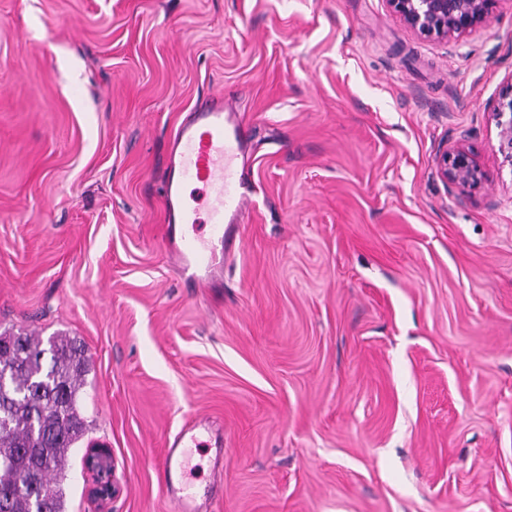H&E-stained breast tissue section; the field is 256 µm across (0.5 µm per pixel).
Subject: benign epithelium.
Instances as JSON below:
<instances>
[{
    "label": "benign epithelium",
    "mask_w": 512,
    "mask_h": 512,
    "mask_svg": "<svg viewBox=\"0 0 512 512\" xmlns=\"http://www.w3.org/2000/svg\"><path fill=\"white\" fill-rule=\"evenodd\" d=\"M407 29L416 36L445 43L458 41L486 22L497 0H386ZM497 130V149L503 162L512 166V77L501 86L489 112ZM437 174L447 184L466 195L484 180L477 161L458 143L439 151ZM86 469L93 475L92 495L112 499V451L105 446L90 448Z\"/></svg>",
    "instance_id": "1"
}]
</instances>
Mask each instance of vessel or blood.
<instances>
[{"mask_svg":"<svg viewBox=\"0 0 512 512\" xmlns=\"http://www.w3.org/2000/svg\"><path fill=\"white\" fill-rule=\"evenodd\" d=\"M245 134L235 113L225 111L216 100L177 129L170 155L172 175L165 189V219L168 224H194L198 217L186 203L189 186L199 185L210 195L209 222L211 236L203 240L183 233L182 245L173 256L178 265L194 268L195 280L206 283L215 269L217 254L231 255L241 237L238 217L245 202L240 190L236 160L244 147ZM209 420L200 419L183 428L172 447L167 448L160 468V485L167 499L177 503L179 512H195L192 496L173 481L176 454L181 448H196L201 444V432L210 430Z\"/></svg>","mask_w":512,"mask_h":512,"instance_id":"obj_1","label":"vessel or blood"}]
</instances>
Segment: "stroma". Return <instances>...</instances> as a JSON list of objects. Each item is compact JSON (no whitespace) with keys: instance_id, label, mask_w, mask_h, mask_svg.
Here are the masks:
<instances>
[{"instance_id":"1","label":"stroma","mask_w":512,"mask_h":512,"mask_svg":"<svg viewBox=\"0 0 512 512\" xmlns=\"http://www.w3.org/2000/svg\"><path fill=\"white\" fill-rule=\"evenodd\" d=\"M512 0L459 44L385 0H0V332L91 371L67 512H175L157 467L208 417L203 512H512V168L489 119ZM223 97L244 246L189 284L167 157ZM485 174L462 196L447 145ZM112 451L109 502L88 447ZM437 174L461 195L468 194L484 180V173L479 164L460 143L439 151Z\"/></svg>"}]
</instances>
